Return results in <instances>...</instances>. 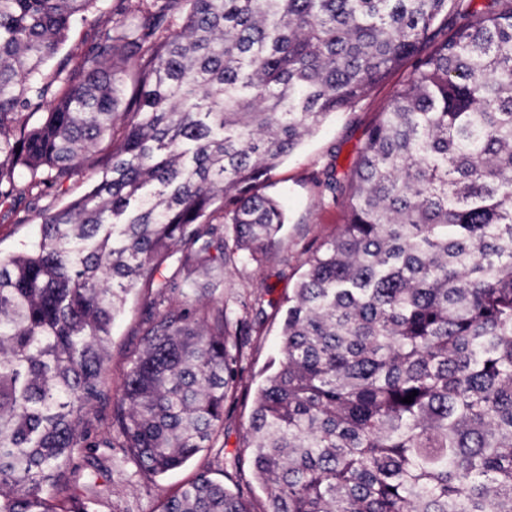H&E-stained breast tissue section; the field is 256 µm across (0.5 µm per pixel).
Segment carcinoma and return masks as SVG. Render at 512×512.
Segmentation results:
<instances>
[{"mask_svg": "<svg viewBox=\"0 0 512 512\" xmlns=\"http://www.w3.org/2000/svg\"><path fill=\"white\" fill-rule=\"evenodd\" d=\"M102 2L0 0V205L96 173L15 210L38 231L0 259V512H93L79 448L152 478L224 430L256 321L193 276L277 250L284 213L254 186L411 61L319 182L345 221L285 299L236 465L262 512H512V0H118L61 53ZM159 512L254 510L201 474ZM97 16L90 15L88 20L79 24L71 33L69 40L64 46L63 53L76 48L86 49L91 45L97 29ZM93 177L94 174L91 171H86L79 175L74 176L67 184L68 191L65 194L45 197L44 199L39 201V208L48 205L53 207L61 206L62 204L66 203L70 198L78 196L81 193H83ZM142 301L133 296L128 304L124 317L113 328L112 346L110 350L109 368L118 379L120 370L126 364V356L139 345L138 336H133V329L140 316Z\"/></svg>", "mask_w": 512, "mask_h": 512, "instance_id": "cac0c4a2", "label": "carcinoma"}]
</instances>
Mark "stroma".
Returning <instances> with one entry per match:
<instances>
[{"instance_id":"35a3bbf8","label":"stroma","mask_w":512,"mask_h":512,"mask_svg":"<svg viewBox=\"0 0 512 512\" xmlns=\"http://www.w3.org/2000/svg\"><path fill=\"white\" fill-rule=\"evenodd\" d=\"M411 71L407 65L391 73L351 108L332 115L257 186V193L278 199L286 211L287 223L278 251L258 265H242L224 273H196L198 287L212 289L214 304L233 309L240 299L250 297L259 299L264 308L259 334L251 336L243 349L238 404L225 417L224 430L214 447L182 469L155 477L151 482L139 477L134 463L113 464L111 449H81L75 462L83 471L72 485L73 495L94 498L96 512H157L164 499L199 474L222 481L227 472L233 471L234 458L251 419V391L262 368L278 356L286 311L282 299L299 280L306 250L331 237L344 221L340 204L319 201L316 182L328 165H335L340 173L349 169L370 124L407 83ZM141 304L139 297H132L126 314L113 328L109 359L112 372H120L127 355L139 345L133 329Z\"/></svg>"}]
</instances>
